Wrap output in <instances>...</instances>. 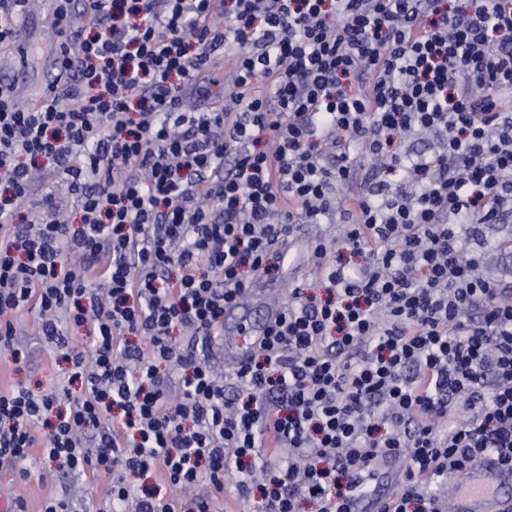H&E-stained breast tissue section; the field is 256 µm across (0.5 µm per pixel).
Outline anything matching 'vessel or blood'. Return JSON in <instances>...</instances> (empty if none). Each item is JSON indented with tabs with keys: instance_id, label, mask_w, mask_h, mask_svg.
Here are the masks:
<instances>
[{
	"instance_id": "b4317fda",
	"label": "vessel or blood",
	"mask_w": 512,
	"mask_h": 512,
	"mask_svg": "<svg viewBox=\"0 0 512 512\" xmlns=\"http://www.w3.org/2000/svg\"><path fill=\"white\" fill-rule=\"evenodd\" d=\"M512 506V475H493L491 465L461 473L452 512H506Z\"/></svg>"
}]
</instances>
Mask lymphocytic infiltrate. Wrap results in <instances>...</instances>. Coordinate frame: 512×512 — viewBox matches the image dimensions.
Segmentation results:
<instances>
[{
	"label": "lymphocytic infiltrate",
	"instance_id": "f902f5d3",
	"mask_svg": "<svg viewBox=\"0 0 512 512\" xmlns=\"http://www.w3.org/2000/svg\"><path fill=\"white\" fill-rule=\"evenodd\" d=\"M62 80L21 106L0 82V348L17 328L68 381L0 391V464L107 473L119 512H215L226 474L259 512H448L457 473L512 474V287L481 270L512 213V0H53ZM229 100L185 111L217 49ZM433 135L413 155L400 140ZM264 338L227 376L224 309L336 210ZM73 195L33 211L30 160ZM396 470L392 491L371 484ZM155 475L153 486L131 476ZM210 492L184 499V490Z\"/></svg>",
	"mask_w": 512,
	"mask_h": 512
}]
</instances>
